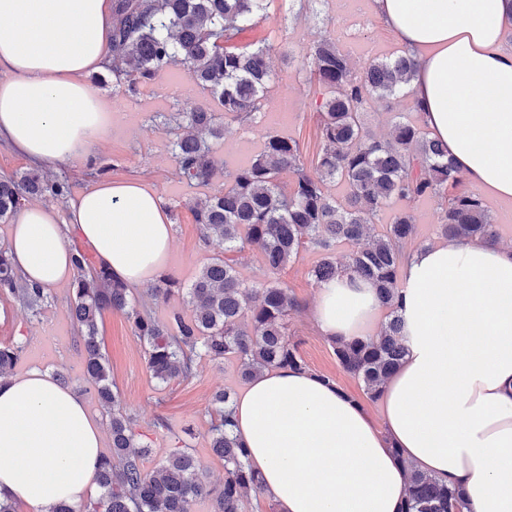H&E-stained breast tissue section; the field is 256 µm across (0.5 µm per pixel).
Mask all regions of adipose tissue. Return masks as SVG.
I'll return each instance as SVG.
<instances>
[{"label":"adipose tissue","instance_id":"obj_1","mask_svg":"<svg viewBox=\"0 0 512 512\" xmlns=\"http://www.w3.org/2000/svg\"><path fill=\"white\" fill-rule=\"evenodd\" d=\"M418 66L422 123L469 185L512 200V55L500 48L512 0H371ZM112 0H0V140L36 164L89 166L112 128L90 83L104 70ZM69 220L35 205L13 218L8 249L44 289L73 275L69 233L115 279L155 283L169 268L172 224L157 191L100 179ZM398 313L407 354L381 396L382 423L335 383L294 368L264 371L234 406V432L278 512H400L406 464L461 488L465 512H512V247L476 238L411 251ZM374 288L322 283L311 313L322 336L376 335ZM102 432L85 399L33 368L0 380V497L45 512L95 486Z\"/></svg>","mask_w":512,"mask_h":512}]
</instances>
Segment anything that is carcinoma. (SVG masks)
I'll use <instances>...</instances> for the list:
<instances>
[{
    "label": "carcinoma",
    "mask_w": 512,
    "mask_h": 512,
    "mask_svg": "<svg viewBox=\"0 0 512 512\" xmlns=\"http://www.w3.org/2000/svg\"><path fill=\"white\" fill-rule=\"evenodd\" d=\"M269 2L112 0V86L132 94L170 65L182 63L210 90L224 115L249 119L259 110L273 76L264 46L239 47L234 40L263 17ZM309 58L316 81L328 90L320 112L323 147L314 166L305 167L298 141L271 136L249 166L225 174L224 190L197 199L191 208L204 246L217 240L226 254L246 247L258 250L267 279L247 283L233 260L211 257L187 288L191 314L174 311L160 323L136 309L129 287L107 268L90 264L81 250L73 251L77 277L70 313L83 344L85 380L110 412L112 452L101 458L97 470V498L78 509L60 502L49 512H191L198 499L210 500L212 512H245V494L260 490L247 449L232 433L234 401L228 392L215 396L211 426L210 447L224 459L221 485L204 479L186 448L171 453L160 467L145 469L149 446L138 440L133 418L120 409L101 350L99 323L104 314L121 312L132 320L135 335L146 345L148 369L162 383L192 378L203 356L237 360L245 381L270 368L304 369L287 332L296 302L276 275L301 249L312 248L320 254L308 271L315 285L349 272L375 288L388 312L379 336L332 342L339 364L357 376L366 397L376 401L407 352L397 300L407 246L417 236L410 212L398 213L379 231L380 213L397 200L435 197L440 202L441 236L497 242V228L483 199L464 187L463 175L441 140L426 136L422 126L411 121L396 122L387 138L375 136L364 125L367 99L390 101L410 85L416 63L409 53L373 60L360 75L327 38L310 48ZM222 116L203 106L166 119L179 171L191 182L204 185L212 179L207 137L222 135ZM284 171L295 177L289 192L279 181ZM336 180L348 186L341 202L327 192V185ZM68 192L67 179L38 169L0 177V220L13 217L29 197L59 198ZM362 239L367 240L365 247L339 255L340 245ZM0 296L32 311L47 298V291L22 280L2 247ZM21 352L18 343L0 345V378L9 375ZM405 467L408 487L401 512H463L460 488L409 463Z\"/></svg>",
    "instance_id": "carcinoma-1"
}]
</instances>
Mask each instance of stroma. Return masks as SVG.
<instances>
[{
  "label": "stroma",
  "instance_id": "35a3bbf8",
  "mask_svg": "<svg viewBox=\"0 0 512 512\" xmlns=\"http://www.w3.org/2000/svg\"><path fill=\"white\" fill-rule=\"evenodd\" d=\"M325 37L349 56L357 71L373 59L402 52L390 31L371 14L359 12L347 20L337 12L336 0H294L290 5L272 0L266 17L242 31L237 43L268 46L274 80L258 112L245 121L225 120L223 138L212 140L215 170L207 185L191 183L179 172L171 137L163 123L164 115L189 112L214 102L210 91L197 82L186 66L169 68L154 82L141 86L135 95L118 92L108 82L99 85V92L111 102L113 111L123 113L124 119L102 140L98 165L111 167L113 180L138 179L153 187L164 198L173 223L169 275L177 281L178 291L167 300L156 302L150 299L147 287L132 290L137 304L146 305L156 320L166 321L172 311L186 308L185 290L201 266L208 258L224 253L222 244L206 247L201 243L199 227L191 213L195 199L223 189L225 172L248 165L271 136L298 140L305 164L314 162L321 148L318 127L325 92L311 73L307 52ZM398 116L414 120L412 95L394 100L389 106L370 99L363 119L374 134L384 136ZM405 208L415 218L418 243L439 242L440 209L432 198L406 206L393 203L389 211L380 215V223H388L393 213ZM317 259L313 250L303 249L299 258L278 275L299 303L288 317V332L309 370L332 378L339 388L364 400L373 419L381 420L379 402L365 400L361 380L342 368L330 341L321 336L308 313L316 292L308 270ZM71 291L68 284L49 290L47 301L35 312L0 298V342L23 346L15 374L34 367L61 372L66 387L81 392L92 415L104 423L108 413L85 382L84 352L69 311ZM100 334L121 408L133 417L136 433L151 449L146 468L159 467L172 451L186 445L200 473L213 484H222L224 462L210 447L211 400L218 391L236 393L244 388L235 362L204 358L191 380L162 384L152 378L145 346L124 314H105Z\"/></svg>",
  "mask_w": 512,
  "mask_h": 512
}]
</instances>
